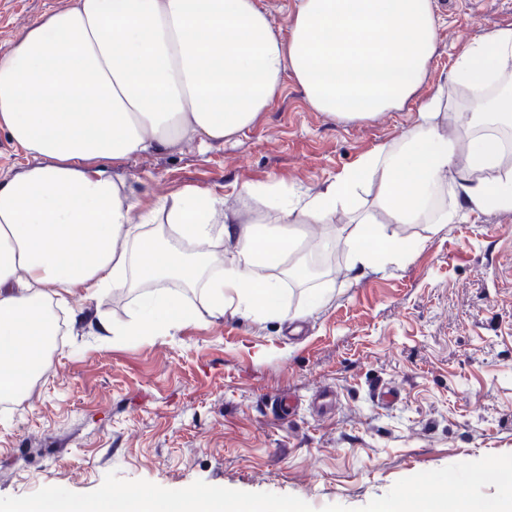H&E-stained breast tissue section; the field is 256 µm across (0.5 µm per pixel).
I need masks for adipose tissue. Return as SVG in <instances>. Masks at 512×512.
I'll list each match as a JSON object with an SVG mask.
<instances>
[{
  "instance_id": "ef3b65f1",
  "label": "adipose tissue",
  "mask_w": 512,
  "mask_h": 512,
  "mask_svg": "<svg viewBox=\"0 0 512 512\" xmlns=\"http://www.w3.org/2000/svg\"><path fill=\"white\" fill-rule=\"evenodd\" d=\"M433 0H295L287 30L257 0H69L0 45V132L22 160L0 178V397L19 394L27 359L46 334L50 305L84 291L140 290L124 326L85 310L73 325L96 336L169 335L224 314L257 323L290 318L285 278L309 276L299 237L268 229L208 188L184 186L142 208L115 167L184 140L213 147L254 126L293 77L307 105L330 117L368 119L415 98L437 48ZM512 70V28L466 48L451 81L476 96L468 120L447 129L448 94L437 87L393 142L360 155L313 193L278 182L239 194L266 201L285 224H326L378 186L387 217L359 216L354 266L404 261L413 242L387 224H451L460 210L512 212V93L484 89ZM466 152L457 170V149ZM453 202L431 203L445 187ZM163 224L166 236L144 232ZM222 238L225 255L207 247ZM201 289L204 309L178 287ZM15 512H288L221 491L83 499L48 494ZM376 512H512V492L493 501L436 490L418 503Z\"/></svg>"
}]
</instances>
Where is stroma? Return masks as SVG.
<instances>
[{
	"mask_svg": "<svg viewBox=\"0 0 512 512\" xmlns=\"http://www.w3.org/2000/svg\"><path fill=\"white\" fill-rule=\"evenodd\" d=\"M68 0H0V44ZM438 46L402 111L345 121L311 110L292 79L261 120L224 146L184 142L129 158L121 171L143 206L185 185L229 206L277 214L238 195L270 180L315 189L395 140L419 100L448 84L461 51L512 27V0H435ZM353 214L301 233L330 235L339 262L313 314L255 323L224 315L167 336L65 326L50 372L24 404L0 411V512L57 492L93 498L217 489L297 512H375L442 488L493 499L512 469V214L460 212L455 223L391 224L417 243L406 262L352 269ZM134 292L82 307L128 323Z\"/></svg>",
	"mask_w": 512,
	"mask_h": 512,
	"instance_id": "1",
	"label": "stroma"
}]
</instances>
